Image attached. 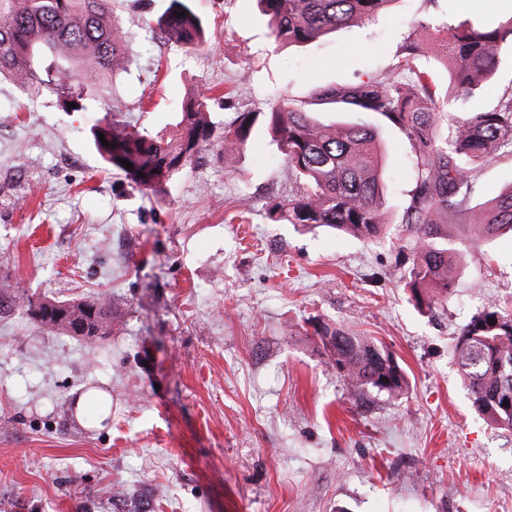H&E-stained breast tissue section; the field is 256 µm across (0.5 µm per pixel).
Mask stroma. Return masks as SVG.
<instances>
[{"label":"stroma","mask_w":512,"mask_h":512,"mask_svg":"<svg viewBox=\"0 0 512 512\" xmlns=\"http://www.w3.org/2000/svg\"><path fill=\"white\" fill-rule=\"evenodd\" d=\"M169 0H124L127 44L85 109L0 80V295L112 302L108 336L84 340L0 315V512H512V431L474 409L454 345L485 303L512 312V235L460 254L433 309L406 286L404 222L414 147L379 132L386 232L364 241L270 217L292 195L264 131L222 144L237 112L387 72L406 39L468 18L494 25L512 0H390L363 24L316 41H274L256 0H190L210 44L153 39ZM512 84V51L464 113ZM215 87L214 135L161 191L108 172L92 132L105 118L173 135L189 94ZM231 93L234 110L221 93ZM512 186V155L482 167L473 203ZM383 340L408 388L399 399L348 386L308 318ZM112 401L103 427L73 394Z\"/></svg>","instance_id":"obj_1"}]
</instances>
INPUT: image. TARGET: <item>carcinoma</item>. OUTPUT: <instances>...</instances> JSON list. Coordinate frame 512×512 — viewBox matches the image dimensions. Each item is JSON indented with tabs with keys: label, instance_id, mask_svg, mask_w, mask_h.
<instances>
[{
	"label": "carcinoma",
	"instance_id": "obj_1",
	"mask_svg": "<svg viewBox=\"0 0 512 512\" xmlns=\"http://www.w3.org/2000/svg\"><path fill=\"white\" fill-rule=\"evenodd\" d=\"M275 41H313L340 27L359 24L391 0H257ZM117 0H0V76L30 95L57 93L63 108H83L84 86L114 74L125 36L116 16ZM183 16H177V13ZM428 47L406 41L385 74L310 94L295 103L281 98L261 114L241 112L224 133V151L241 150L262 121L284 155L292 199L278 204L279 219L303 228L328 227L372 240L385 233L381 211L384 184L377 128L364 123L327 124L312 105L336 104L343 112L373 114L401 130L416 149V181L405 210L415 243L407 285L421 308L448 292L452 255L440 226L452 216H470L476 246L512 231V187L489 203L472 204L481 164L512 154V86L484 112L457 121L442 106L465 102L498 72L503 46L512 44V17L496 27L469 19L436 29ZM160 37L189 47L207 42L200 18L185 0H171L157 23ZM446 63L448 84L435 64ZM210 97L194 94L181 113L179 134L149 136L114 121L98 127L95 146L110 167L147 190L159 191L176 178L211 138ZM108 145H103L99 135ZM133 164L127 170L121 160ZM57 300L17 295L0 299V314L19 306L34 322L69 336L73 322L57 314ZM87 328L102 335L112 328L107 299L72 301ZM494 323H489L488 319ZM327 363L359 391L397 398L407 387L397 356L381 340L345 332L325 321L311 323ZM455 358L477 411L491 424L512 431V313L487 303L461 329Z\"/></svg>",
	"mask_w": 512,
	"mask_h": 512
}]
</instances>
